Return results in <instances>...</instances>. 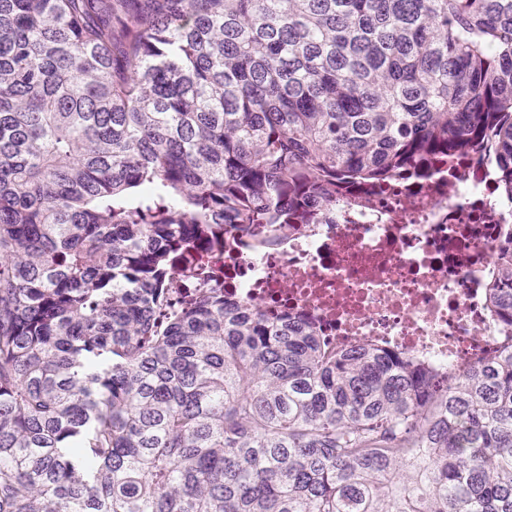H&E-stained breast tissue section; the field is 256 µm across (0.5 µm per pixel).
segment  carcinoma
Segmentation results:
<instances>
[{
	"label": "carcinoma",
	"mask_w": 512,
	"mask_h": 512,
	"mask_svg": "<svg viewBox=\"0 0 512 512\" xmlns=\"http://www.w3.org/2000/svg\"><path fill=\"white\" fill-rule=\"evenodd\" d=\"M472 151L512 200V0H0V512H512L511 341L445 376L166 291Z\"/></svg>",
	"instance_id": "carcinoma-1"
}]
</instances>
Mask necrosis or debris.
Returning a JSON list of instances; mask_svg holds the SVG:
<instances>
[{
  "mask_svg": "<svg viewBox=\"0 0 512 512\" xmlns=\"http://www.w3.org/2000/svg\"><path fill=\"white\" fill-rule=\"evenodd\" d=\"M512 205L477 157L432 180L399 178L364 200L345 194L322 224H253L222 257L224 297L300 315L336 345L368 344L463 370L495 346L487 311Z\"/></svg>",
  "mask_w": 512,
  "mask_h": 512,
  "instance_id": "necrosis-or-debris-1",
  "label": "necrosis or debris"
}]
</instances>
